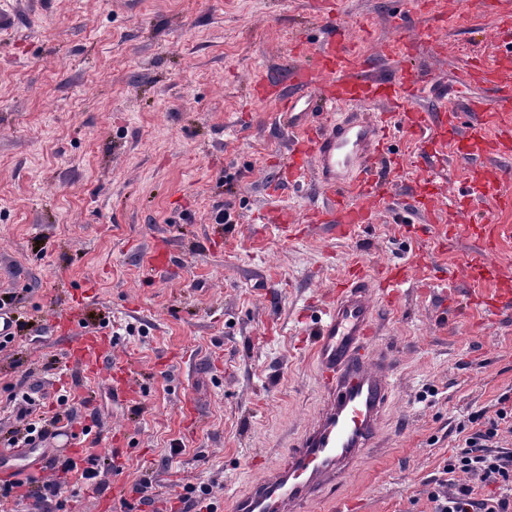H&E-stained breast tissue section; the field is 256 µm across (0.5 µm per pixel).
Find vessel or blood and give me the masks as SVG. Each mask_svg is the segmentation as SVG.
<instances>
[{
    "label": "vessel or blood",
    "mask_w": 512,
    "mask_h": 512,
    "mask_svg": "<svg viewBox=\"0 0 512 512\" xmlns=\"http://www.w3.org/2000/svg\"><path fill=\"white\" fill-rule=\"evenodd\" d=\"M326 23L328 37L320 44L314 64L295 63L275 75L271 87L289 134L288 178L297 180L308 168H315L324 195L316 212L322 223L344 236L357 225L371 223L374 209L386 197L375 168L387 125L384 118L365 113V106L394 100L405 110L408 133L429 131L437 141L453 117L444 111H411L426 72L397 69L383 77L359 73L344 45L345 26L331 16ZM500 73L497 67H481L461 75L463 84L496 82L500 89L493 101H470L473 120L456 135L457 151L471 171L463 201L493 198L507 208L512 197L504 193L503 182L512 178V172L501 171L492 179L485 176L491 142L512 148V129L502 124L512 110V83L501 81ZM492 126L499 129L494 138L488 133ZM493 278L495 296L479 299L492 313L498 310V298L512 295V274L498 271ZM404 279L398 266L375 277L361 268L350 272L310 333L322 407L289 448L286 461L264 468L253 487L234 500L231 512H304L324 490L342 483L367 450L376 447L392 391L393 358L383 351L370 356L367 348L378 336L379 308L395 306V290ZM67 358L95 378L112 367L111 345L94 331L77 332ZM46 453V446L37 444L0 448V482L28 472L43 474Z\"/></svg>",
    "instance_id": "vessel-or-blood-1"
}]
</instances>
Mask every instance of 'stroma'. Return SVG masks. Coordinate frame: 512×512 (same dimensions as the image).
Instances as JSON below:
<instances>
[{
	"label": "stroma",
	"mask_w": 512,
	"mask_h": 512,
	"mask_svg": "<svg viewBox=\"0 0 512 512\" xmlns=\"http://www.w3.org/2000/svg\"><path fill=\"white\" fill-rule=\"evenodd\" d=\"M421 2L0 0L15 17L0 27V299L22 324L0 350V433L19 426L14 394L31 390L49 418L65 390L89 400L74 428L91 425L122 468L81 488L67 512H123L144 477L161 504L200 483L220 502L255 480L257 456L279 462L321 403L305 320L355 262L410 276L399 307L380 310L374 344L394 356V389L381 447L307 512H433L428 493L462 425L512 395V310L475 305L490 283L461 269L493 212L502 235L488 261L512 270V211L484 202L447 238L420 226L419 201L447 217L470 167L448 141L435 170L447 192L428 197L424 140L396 115L387 147L405 172L373 223L349 236L307 230L322 196L287 184L285 133L254 90L297 47L321 43L331 12L368 72L434 73L414 110L466 120L469 101L495 90L456 75L512 47L497 35L512 0ZM422 26L433 42L414 40ZM227 202L230 223H216ZM277 211L288 223L269 222ZM160 242L162 273L149 265ZM65 311L111 337L134 394L61 369L66 339L50 320Z\"/></svg>",
	"instance_id": "35a3bbf8"
}]
</instances>
